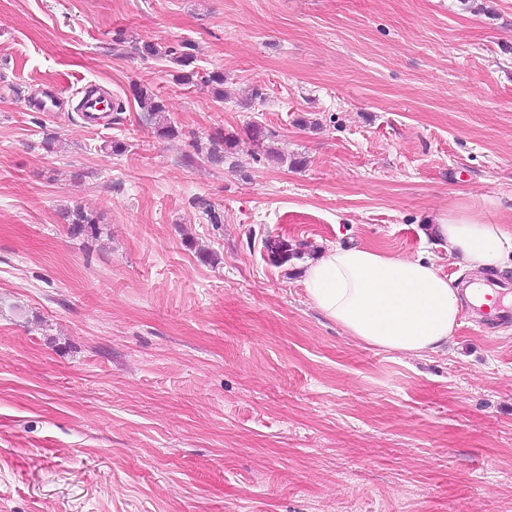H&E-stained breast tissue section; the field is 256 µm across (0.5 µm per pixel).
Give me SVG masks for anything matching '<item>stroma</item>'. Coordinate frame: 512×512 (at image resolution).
I'll return each mask as SVG.
<instances>
[{
	"label": "stroma",
	"mask_w": 512,
	"mask_h": 512,
	"mask_svg": "<svg viewBox=\"0 0 512 512\" xmlns=\"http://www.w3.org/2000/svg\"><path fill=\"white\" fill-rule=\"evenodd\" d=\"M143 41L193 43L225 100ZM90 83L123 105L92 127ZM219 130L237 151L185 164ZM448 211L512 231V0H0V512H512V323L466 307L408 357L303 285L346 244L470 280L420 236ZM133 98L144 112L147 113L150 124L153 125L156 136L164 139L178 136V129L166 115L164 102L155 96L145 85H136L131 88ZM62 216L64 224H68L69 233L73 237L89 232L93 234L99 224V220L81 206L65 209Z\"/></svg>",
	"instance_id": "obj_1"
}]
</instances>
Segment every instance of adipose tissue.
<instances>
[{"label":"adipose tissue","instance_id":"adipose-tissue-1","mask_svg":"<svg viewBox=\"0 0 512 512\" xmlns=\"http://www.w3.org/2000/svg\"><path fill=\"white\" fill-rule=\"evenodd\" d=\"M463 270L484 275L512 267V232L448 212L431 228ZM310 304L355 338L402 355L447 349L461 318L458 279L428 258L363 246L335 247L308 261Z\"/></svg>","mask_w":512,"mask_h":512}]
</instances>
